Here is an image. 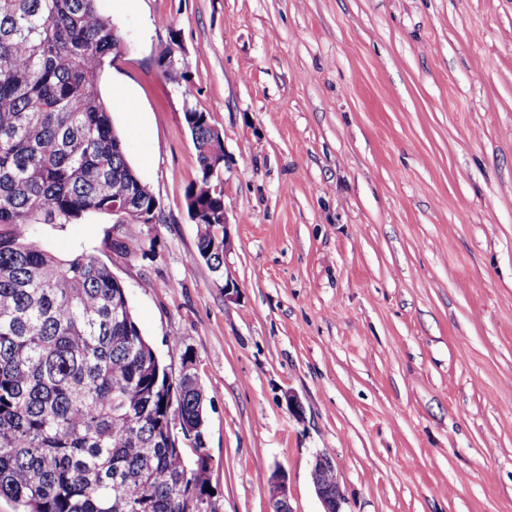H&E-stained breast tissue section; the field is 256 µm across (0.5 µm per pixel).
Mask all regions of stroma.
I'll return each instance as SVG.
<instances>
[{
	"instance_id": "stroma-1",
	"label": "stroma",
	"mask_w": 512,
	"mask_h": 512,
	"mask_svg": "<svg viewBox=\"0 0 512 512\" xmlns=\"http://www.w3.org/2000/svg\"><path fill=\"white\" fill-rule=\"evenodd\" d=\"M100 92L159 202L42 241L98 256L204 393L206 512H512V0H98ZM174 46L191 100L156 64ZM224 140V275L196 257L186 105ZM233 290H225V280ZM299 399L293 413L286 393ZM334 470L335 466L328 457L321 454L316 456L312 480L316 494L324 507L323 512H344L342 509L345 498L336 478L337 474L332 476L335 478L336 485H332L330 480ZM267 494L271 512H293L288 497V478L284 471L274 469L268 483Z\"/></svg>"
}]
</instances>
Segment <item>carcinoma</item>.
Returning a JSON list of instances; mask_svg holds the SVG:
<instances>
[{"mask_svg": "<svg viewBox=\"0 0 512 512\" xmlns=\"http://www.w3.org/2000/svg\"><path fill=\"white\" fill-rule=\"evenodd\" d=\"M97 0H0V497L21 512H183L209 468H185L171 432L205 452L204 395L193 371L168 381L98 257H60L39 224L88 213L153 217L156 199L126 159L98 86L121 53ZM163 76L187 81L173 45ZM199 176L186 193L197 254L224 277L221 134L186 107Z\"/></svg>", "mask_w": 512, "mask_h": 512, "instance_id": "1", "label": "carcinoma"}]
</instances>
